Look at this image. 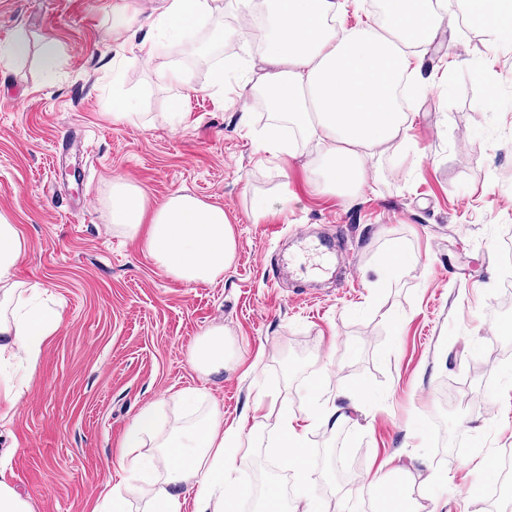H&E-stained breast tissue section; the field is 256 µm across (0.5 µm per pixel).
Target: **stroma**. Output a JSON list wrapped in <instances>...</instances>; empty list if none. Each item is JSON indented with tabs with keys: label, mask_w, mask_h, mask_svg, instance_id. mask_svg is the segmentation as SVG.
<instances>
[{
	"label": "stroma",
	"mask_w": 512,
	"mask_h": 512,
	"mask_svg": "<svg viewBox=\"0 0 512 512\" xmlns=\"http://www.w3.org/2000/svg\"><path fill=\"white\" fill-rule=\"evenodd\" d=\"M159 11L160 0H0V48L27 45L0 55V215L29 243L15 280L40 284L61 314L0 422L10 485L32 512H90L119 481L125 435L148 404L158 430L142 453L164 475L155 440L188 422L178 394L195 390L198 415L215 408L243 428V487L273 480L286 501L308 489L325 512H366L363 488L396 480L425 512H488L495 485L500 512H512V479L488 478L512 450V48L484 77L487 27L469 0H448L420 52L407 142L375 158L368 188L347 198L313 189L316 150L303 139L260 153L253 135L272 115L259 95H235L262 73L235 0H215L177 40L154 27ZM145 40L156 45L148 62ZM174 67L188 87L167 84ZM124 97L137 114L113 122ZM116 176L152 204L181 190L223 207L232 265L207 285L165 274L113 230ZM260 204L269 213L257 221ZM394 248L413 265L382 276ZM214 327L229 356L207 375L190 358ZM320 400L348 423L314 417ZM285 411L306 430L303 488L278 448ZM439 417L462 441L456 454L439 443Z\"/></svg>",
	"instance_id": "1"
}]
</instances>
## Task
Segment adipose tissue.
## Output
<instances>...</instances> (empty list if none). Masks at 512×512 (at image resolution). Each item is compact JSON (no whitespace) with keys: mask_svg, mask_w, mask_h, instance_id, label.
Wrapping results in <instances>:
<instances>
[{"mask_svg":"<svg viewBox=\"0 0 512 512\" xmlns=\"http://www.w3.org/2000/svg\"><path fill=\"white\" fill-rule=\"evenodd\" d=\"M492 17L488 50L512 47V0H475ZM272 28L260 82L273 116L259 137L263 152L287 151L296 136L321 149L314 188L323 194L360 196L369 163L403 142L413 115L399 111L394 89L400 77L421 72L416 47L433 40L447 14V0H384L387 23L337 29L344 0H269ZM210 0H165L158 18L172 36L203 21ZM112 224L139 241L156 265L187 285L223 275L237 241L222 207L176 192L148 207L143 191L112 180ZM28 243L16 225L0 217V300H15L13 279ZM0 313V407L12 410L32 380L47 340L60 323L58 310L28 299ZM156 408L143 407L125 441L129 477L113 485L110 512H126L130 497L149 492L152 512H233L241 489L231 475L242 448L239 428L211 411L191 426L176 427L161 442L165 476L153 477L137 453L155 426Z\"/></svg>","mask_w":512,"mask_h":512,"instance_id":"adipose-tissue-1","label":"adipose tissue"}]
</instances>
